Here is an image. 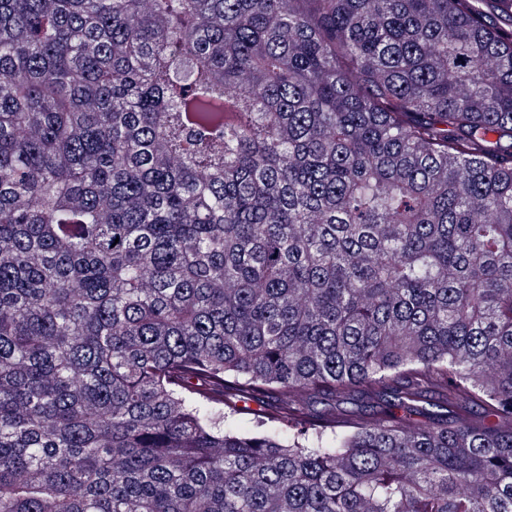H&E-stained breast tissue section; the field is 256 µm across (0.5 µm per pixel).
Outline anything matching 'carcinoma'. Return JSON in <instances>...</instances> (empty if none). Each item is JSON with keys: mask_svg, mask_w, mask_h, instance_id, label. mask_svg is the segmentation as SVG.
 I'll use <instances>...</instances> for the list:
<instances>
[{"mask_svg": "<svg viewBox=\"0 0 512 512\" xmlns=\"http://www.w3.org/2000/svg\"><path fill=\"white\" fill-rule=\"evenodd\" d=\"M0 512H512V0H0Z\"/></svg>", "mask_w": 512, "mask_h": 512, "instance_id": "cac0c4a2", "label": "carcinoma"}]
</instances>
